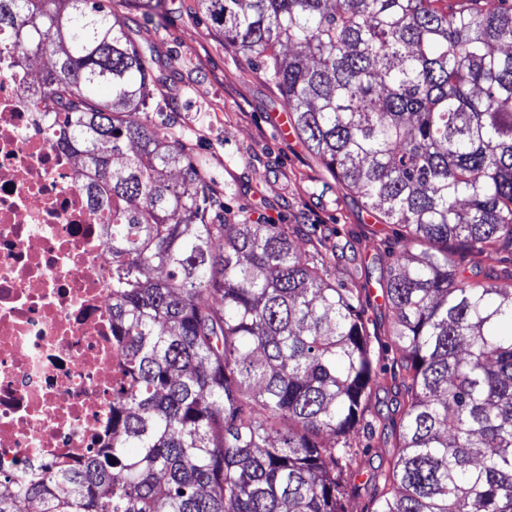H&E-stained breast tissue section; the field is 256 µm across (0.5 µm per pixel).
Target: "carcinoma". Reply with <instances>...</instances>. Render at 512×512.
<instances>
[{"label": "carcinoma", "instance_id": "obj_1", "mask_svg": "<svg viewBox=\"0 0 512 512\" xmlns=\"http://www.w3.org/2000/svg\"><path fill=\"white\" fill-rule=\"evenodd\" d=\"M260 63L343 189L416 253L380 283L391 366L335 246L226 224L188 143L150 120L151 63L108 0H0V53L54 64L28 88L101 207L112 337L128 382L112 438L74 470L0 475V512H347L348 439L374 388L403 392L370 512H512V0H197ZM465 263L469 266V271H481L478 279L482 278L483 273L493 270L500 276L509 275L512 272V255L498 254V255H473L467 257Z\"/></svg>", "mask_w": 512, "mask_h": 512}]
</instances>
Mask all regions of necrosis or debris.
Listing matches in <instances>:
<instances>
[{
    "instance_id": "necrosis-or-debris-1",
    "label": "necrosis or debris",
    "mask_w": 512,
    "mask_h": 512,
    "mask_svg": "<svg viewBox=\"0 0 512 512\" xmlns=\"http://www.w3.org/2000/svg\"><path fill=\"white\" fill-rule=\"evenodd\" d=\"M19 54L0 58V474L81 465L126 380L108 246L44 128Z\"/></svg>"
}]
</instances>
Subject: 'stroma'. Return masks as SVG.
I'll return each instance as SVG.
<instances>
[{
    "label": "stroma",
    "mask_w": 512,
    "mask_h": 512,
    "mask_svg": "<svg viewBox=\"0 0 512 512\" xmlns=\"http://www.w3.org/2000/svg\"><path fill=\"white\" fill-rule=\"evenodd\" d=\"M126 32L148 48L164 81L153 92L169 131L186 139L201 173L224 195V221L295 224L294 245L312 249L329 238L337 250L333 278L366 286L363 300L371 333L386 336L391 313L380 294V259L403 252V229L370 215L356 194L343 190L296 136H281L283 99L253 59L225 42L207 23L197 0H166L163 16L144 18L131 0H112ZM400 399L391 384L376 387L364 422L352 439L362 486L350 512H364L363 483L383 463L377 451L396 444Z\"/></svg>",
    "instance_id": "1"
}]
</instances>
